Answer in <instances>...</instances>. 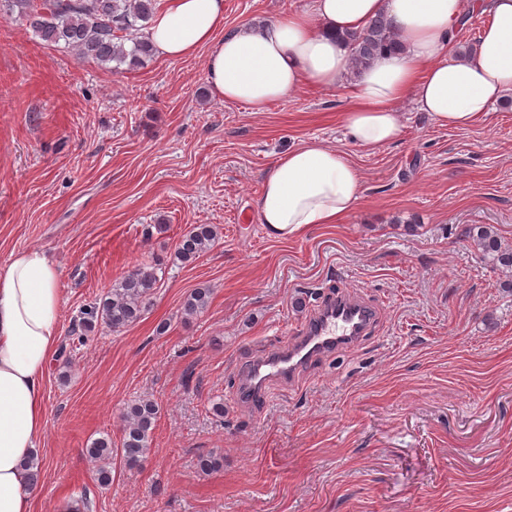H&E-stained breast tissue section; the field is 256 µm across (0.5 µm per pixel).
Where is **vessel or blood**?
Returning <instances> with one entry per match:
<instances>
[{"label": "vessel or blood", "instance_id": "obj_1", "mask_svg": "<svg viewBox=\"0 0 512 512\" xmlns=\"http://www.w3.org/2000/svg\"><path fill=\"white\" fill-rule=\"evenodd\" d=\"M371 319L367 307L351 298L329 299L319 314L305 325L299 342L250 364L244 379L252 399L265 401L271 380L293 379L307 362L352 344L365 334Z\"/></svg>", "mask_w": 512, "mask_h": 512}]
</instances>
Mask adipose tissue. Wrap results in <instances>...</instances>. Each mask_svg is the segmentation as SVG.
Segmentation results:
<instances>
[{
  "label": "adipose tissue",
  "instance_id": "ef3b65f1",
  "mask_svg": "<svg viewBox=\"0 0 512 512\" xmlns=\"http://www.w3.org/2000/svg\"><path fill=\"white\" fill-rule=\"evenodd\" d=\"M487 14L474 51L446 58L467 11ZM387 16L405 45L351 71L345 35ZM159 56L190 58L207 50L214 97L260 110L305 87L350 80L353 104L342 114L351 140L365 149L402 133L396 106L412 99L441 127L466 128L512 90V0H313L255 26L224 30V0H167L148 30ZM359 170L335 148L311 142L279 155L255 199L257 220L276 239L312 224L341 222L359 204ZM58 270L30 249L0 266V512H33L31 464H44L47 365L60 340Z\"/></svg>",
  "mask_w": 512,
  "mask_h": 512
}]
</instances>
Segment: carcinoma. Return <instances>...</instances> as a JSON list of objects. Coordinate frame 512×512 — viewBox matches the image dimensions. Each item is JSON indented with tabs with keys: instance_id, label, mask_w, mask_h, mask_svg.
<instances>
[{
	"instance_id": "cac0c4a2",
	"label": "carcinoma",
	"mask_w": 512,
	"mask_h": 512,
	"mask_svg": "<svg viewBox=\"0 0 512 512\" xmlns=\"http://www.w3.org/2000/svg\"><path fill=\"white\" fill-rule=\"evenodd\" d=\"M159 0H0V11L17 13L42 41L64 44L78 58L101 66L137 67L153 55L147 35L150 22L158 12ZM351 46L352 64L357 69L368 66L384 53L399 54L404 45L383 16L372 19L360 33L346 36ZM483 257L492 259L493 267L506 274L500 288L512 292V246L503 243L493 227L470 225L463 230ZM217 230L209 224L191 227L178 248V259L190 262L210 250ZM157 268L143 264L117 280L93 306L83 310L72 332L77 340L101 328L121 331L136 322L151 303L157 288ZM210 290L196 288L183 304L184 314L194 316L208 306ZM158 405L150 399L133 400L124 412L121 447H112V439H94L86 456L99 464L98 482H112V462L120 460L133 468L142 462L151 446V432L157 421Z\"/></svg>"
}]
</instances>
